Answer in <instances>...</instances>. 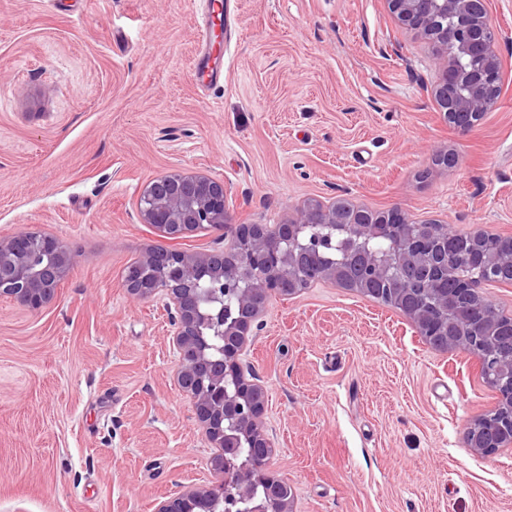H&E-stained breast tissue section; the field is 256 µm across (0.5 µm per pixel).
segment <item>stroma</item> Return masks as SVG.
<instances>
[{"instance_id":"35a3bbf8","label":"stroma","mask_w":512,"mask_h":512,"mask_svg":"<svg viewBox=\"0 0 512 512\" xmlns=\"http://www.w3.org/2000/svg\"><path fill=\"white\" fill-rule=\"evenodd\" d=\"M230 20L205 92L189 0H0V236L76 254L44 309L0 297V512H154L212 479L166 311L122 281L160 242L136 209L155 178L222 180L237 224L343 199L512 236V47L462 133L384 0H231ZM248 359L294 512H512V450L463 442L494 389L394 309L331 284L273 296Z\"/></svg>"}]
</instances>
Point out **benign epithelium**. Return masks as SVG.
I'll return each instance as SVG.
<instances>
[{
    "instance_id": "benign-epithelium-1",
    "label": "benign epithelium",
    "mask_w": 512,
    "mask_h": 512,
    "mask_svg": "<svg viewBox=\"0 0 512 512\" xmlns=\"http://www.w3.org/2000/svg\"><path fill=\"white\" fill-rule=\"evenodd\" d=\"M386 3L398 27L432 45V95L448 123L464 132L474 128L495 107L503 85V37L488 0ZM138 213L141 223L169 241L199 232L229 239L219 252L188 253L158 245L124 275L132 299L164 302L176 384L215 448L209 460L215 481L160 500L156 512H193L219 500L224 512H293L292 495L281 492L285 482L269 472L270 455L253 458L241 452L274 447L264 423L266 388L243 358L263 327L270 298L282 294L285 281L296 294L324 283L363 293L369 280L389 279L403 267L414 269L422 285L420 304L406 316L430 346L475 355L498 393L492 412L466 426V447L482 456L512 447V338L500 335L501 323L512 325V314H488L478 337L468 336L466 327L448 315V297L432 288L439 276L454 273L456 299L467 305L479 285L500 282L504 266L512 267V255L491 256L477 275H463L470 261L467 245L487 232L451 228L459 247L439 253L429 238L407 234L412 222L399 208L373 212L347 201H311L282 224H235L224 182L198 173L153 180L139 196ZM311 224H325L355 245L338 258L328 257L324 249L332 237H304ZM381 234L395 240L386 255L370 246ZM73 263L71 249L49 233L0 236V297L38 311L58 297ZM226 292L234 296L237 312L213 320L222 340L217 345L203 331L201 302L205 295L222 302Z\"/></svg>"
}]
</instances>
